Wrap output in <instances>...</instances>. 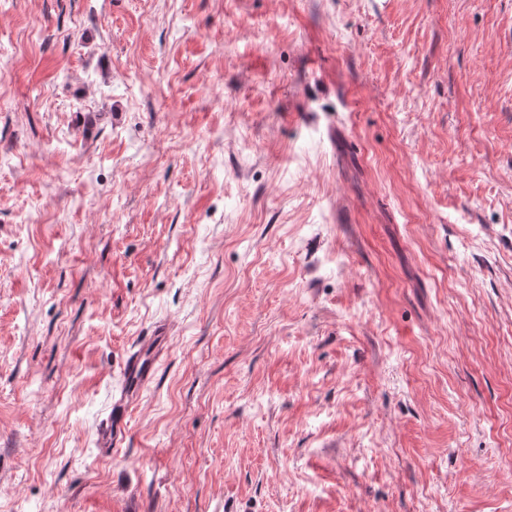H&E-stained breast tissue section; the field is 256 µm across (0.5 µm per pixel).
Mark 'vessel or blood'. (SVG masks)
Returning a JSON list of instances; mask_svg holds the SVG:
<instances>
[{"label":"vessel or blood","mask_w":512,"mask_h":512,"mask_svg":"<svg viewBox=\"0 0 512 512\" xmlns=\"http://www.w3.org/2000/svg\"><path fill=\"white\" fill-rule=\"evenodd\" d=\"M169 338L164 331L143 337L129 353L124 365V382L112 397L110 411L97 434L99 455H111L123 447L128 437V418L143 391L154 381L157 365L167 350Z\"/></svg>","instance_id":"vessel-or-blood-1"}]
</instances>
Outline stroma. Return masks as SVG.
I'll return each instance as SVG.
<instances>
[{
  "mask_svg": "<svg viewBox=\"0 0 512 512\" xmlns=\"http://www.w3.org/2000/svg\"><path fill=\"white\" fill-rule=\"evenodd\" d=\"M0 512H512V0H0ZM169 336L155 329L144 336L129 353L124 365V382L112 397L109 414L97 434V450L101 456H111L112 450L122 448L128 437V418L143 391L154 381L157 365L167 351Z\"/></svg>",
  "mask_w": 512,
  "mask_h": 512,
  "instance_id": "1",
  "label": "stroma"
}]
</instances>
